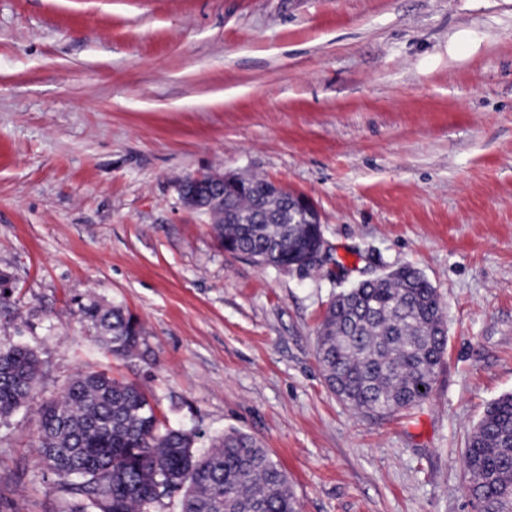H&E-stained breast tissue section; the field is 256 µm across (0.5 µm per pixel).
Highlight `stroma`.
Wrapping results in <instances>:
<instances>
[{"label": "stroma", "instance_id": "1", "mask_svg": "<svg viewBox=\"0 0 512 512\" xmlns=\"http://www.w3.org/2000/svg\"><path fill=\"white\" fill-rule=\"evenodd\" d=\"M214 172L307 195L320 265L224 252L177 191ZM403 266L447 349L428 398L366 416L327 388L317 331ZM0 271V344L41 361L0 419V512H56L38 409L82 371L255 436L301 512H479L467 436L512 393V0H0ZM76 294L137 315L147 352H105Z\"/></svg>", "mask_w": 512, "mask_h": 512}]
</instances>
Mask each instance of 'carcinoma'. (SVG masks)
Masks as SVG:
<instances>
[{"label": "carcinoma", "mask_w": 512, "mask_h": 512, "mask_svg": "<svg viewBox=\"0 0 512 512\" xmlns=\"http://www.w3.org/2000/svg\"><path fill=\"white\" fill-rule=\"evenodd\" d=\"M264 179L224 191L215 218L224 251L286 269L320 246L322 225L267 224ZM81 321L109 353L128 357L143 344L138 317L120 306L75 299ZM435 288L417 270L363 283L328 305L317 354L327 387L363 414L388 417L427 398L447 348ZM40 373L28 345L0 347V418L26 406ZM37 448L45 469L71 499L60 512H151L178 496L179 512H300L285 472L253 436L231 430L209 439L170 425L141 386L105 373L80 374L40 408ZM467 491L481 512H512V393L491 402L468 437Z\"/></svg>", "instance_id": "carcinoma-1"}]
</instances>
